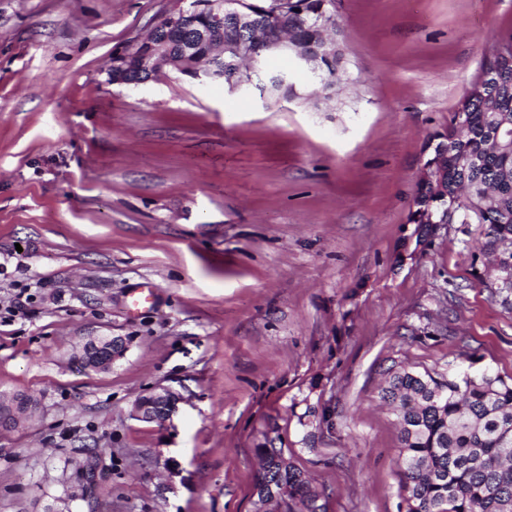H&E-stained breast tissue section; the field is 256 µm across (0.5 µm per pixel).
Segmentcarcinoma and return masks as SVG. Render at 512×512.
<instances>
[{
  "instance_id": "cac0c4a2",
  "label": "carcinoma",
  "mask_w": 512,
  "mask_h": 512,
  "mask_svg": "<svg viewBox=\"0 0 512 512\" xmlns=\"http://www.w3.org/2000/svg\"><path fill=\"white\" fill-rule=\"evenodd\" d=\"M264 14L265 29L254 40L259 48L284 37L295 48L319 57L321 86L332 91L347 76L340 23L322 24L335 0H241ZM180 17L177 29L156 21L154 41H166L172 57L224 65V48L251 39L235 16L224 15L223 31L214 39L211 15L204 0ZM332 41L336 53L324 55ZM260 57L254 84L269 86V98H301L291 79L274 83ZM512 134V32L499 36L481 74L460 98L448 123L430 133L423 146L422 174L414 197L411 224L439 222L485 226L482 251L497 272L491 284L502 302L512 304V143L495 147ZM382 399L390 402L400 427V495L406 512H512V381L490 370H461L448 377L404 366L389 369ZM261 503L279 512H326L307 474L280 448L262 449L255 481Z\"/></svg>"
}]
</instances>
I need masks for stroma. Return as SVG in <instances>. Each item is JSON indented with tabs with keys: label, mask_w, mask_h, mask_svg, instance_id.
<instances>
[{
	"label": "stroma",
	"mask_w": 512,
	"mask_h": 512,
	"mask_svg": "<svg viewBox=\"0 0 512 512\" xmlns=\"http://www.w3.org/2000/svg\"><path fill=\"white\" fill-rule=\"evenodd\" d=\"M176 5L0 0V393L42 402L0 433V512H260L263 448L327 512H406L388 369L512 377L483 225L408 221L423 144L512 0H336L353 80L328 101L302 73L305 104L109 82ZM112 335L111 370L74 359ZM159 387L171 420L134 419ZM155 403L166 405L163 414L160 417H156L151 410V406H148L139 400L133 402L132 405V416L138 420H162V422L169 420L177 409L178 400L177 395L168 388H161L159 391H155L147 396Z\"/></svg>",
	"instance_id": "obj_1"
}]
</instances>
